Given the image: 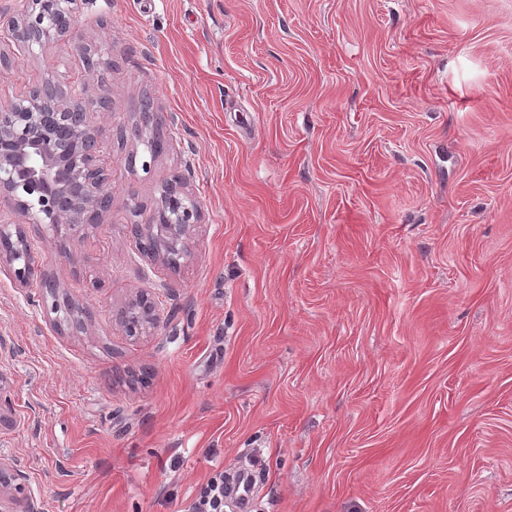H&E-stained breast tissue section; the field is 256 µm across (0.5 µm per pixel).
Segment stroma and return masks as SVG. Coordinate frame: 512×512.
<instances>
[{"mask_svg": "<svg viewBox=\"0 0 512 512\" xmlns=\"http://www.w3.org/2000/svg\"><path fill=\"white\" fill-rule=\"evenodd\" d=\"M77 31L96 66L0 31V108L109 89L103 222L0 209L38 268L0 271V462L39 512H189L256 457L253 512H512V0H80ZM175 177L173 267L130 227ZM119 320L129 336H142L156 325L158 314L147 295L137 294L121 309Z\"/></svg>", "mask_w": 512, "mask_h": 512, "instance_id": "stroma-1", "label": "stroma"}]
</instances>
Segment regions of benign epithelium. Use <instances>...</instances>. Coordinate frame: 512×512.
Returning a JSON list of instances; mask_svg holds the SVG:
<instances>
[{
    "label": "benign epithelium",
    "instance_id": "benign-epithelium-1",
    "mask_svg": "<svg viewBox=\"0 0 512 512\" xmlns=\"http://www.w3.org/2000/svg\"><path fill=\"white\" fill-rule=\"evenodd\" d=\"M29 9L8 20L15 42L31 50L48 49L76 32L78 0H27ZM104 95L91 97L87 81L64 87L49 77L36 81L28 95L0 112V206L48 224L70 235L107 214L112 201L110 175L99 165L101 145L87 108L106 106ZM200 219L197 203L179 186L168 185L154 216L155 224L131 225L177 245ZM20 246L0 249V269L26 286L34 261L26 233L18 229ZM119 320L130 336L147 334L158 321L154 303L138 294L121 309ZM21 474L0 464V512H37L33 500L18 483Z\"/></svg>",
    "mask_w": 512,
    "mask_h": 512
}]
</instances>
